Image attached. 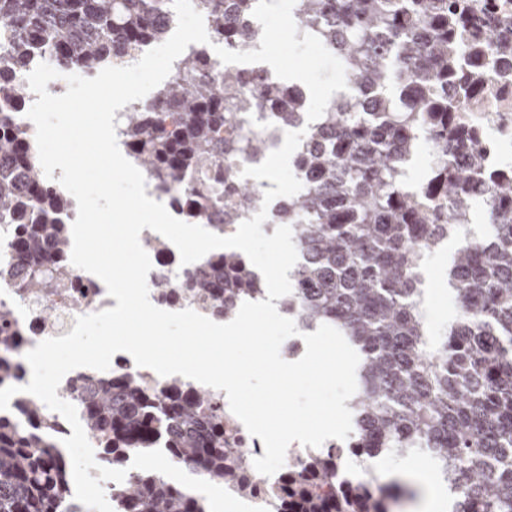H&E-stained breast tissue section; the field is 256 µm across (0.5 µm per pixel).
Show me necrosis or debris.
<instances>
[{
	"mask_svg": "<svg viewBox=\"0 0 512 512\" xmlns=\"http://www.w3.org/2000/svg\"><path fill=\"white\" fill-rule=\"evenodd\" d=\"M470 21L458 38L460 56L471 60L469 45L479 39V32H486L481 39L480 66L484 71L483 82L471 93L468 108L459 113L458 120L465 129L476 133L484 146L483 161L486 166L499 167L512 159V59H500L495 53L497 40H512V0H465ZM254 157L236 154L225 157L224 164L211 172V179L224 184L225 202H233L239 186H250L255 203H262L265 181L242 177L243 168L255 165ZM149 281L166 278L170 294L150 291L153 305L168 311L191 309L206 317L214 312L206 302L188 292V277L200 270V263L181 265L180 255L174 245H166L163 256L152 257ZM116 299L109 297L105 284L96 276L76 271L70 287L52 294L32 295L24 292L9 277L0 279V305L10 307L14 313L13 330L23 338V350L35 348L40 341L70 333L77 316L115 307ZM323 451L336 457V478L321 487L324 495L336 489L350 490L374 480L379 472L389 468L393 455L389 449L363 450L360 430H352L346 440L330 439Z\"/></svg>",
	"mask_w": 512,
	"mask_h": 512,
	"instance_id": "necrosis-or-debris-1",
	"label": "necrosis or debris"
}]
</instances>
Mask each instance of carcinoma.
I'll list each match as a JSON object with an SVG mask.
<instances>
[{"mask_svg": "<svg viewBox=\"0 0 512 512\" xmlns=\"http://www.w3.org/2000/svg\"><path fill=\"white\" fill-rule=\"evenodd\" d=\"M214 37L237 43L261 39L252 26L257 0H196ZM448 0H297L298 28L323 38L351 65L350 98L332 103L307 127L298 162L313 182L275 209L273 220L294 230L306 258L294 277L308 285L296 298L309 325L329 324L361 351L360 428L364 448L404 455L425 448L451 465L447 480L462 487L456 512H512V176L482 166L479 141L456 124L466 98H448V85L469 87L475 75L457 62L453 35L465 14ZM172 0H0V232L10 237L20 287L31 294L64 288L74 276L63 199L46 176L34 138L17 123L22 104L17 75L42 53L63 68L96 72L120 54L134 55L173 26ZM416 87L405 124L446 143L466 144L467 166L446 161L415 182L413 197L399 180L403 155L417 139L391 131L394 110L388 74ZM278 106V121L297 123L305 92L246 70L212 64L206 51L186 53L152 98L122 113L128 154L186 221L210 213L239 224L254 203L243 188L224 205L221 186L207 179L224 154L263 157L260 139L224 136L243 112ZM491 185L485 237L457 248L454 288L466 313L436 346L417 309L420 243L437 246L461 214L471 211L475 181ZM192 293L222 314L231 298L252 287L237 255L216 253L190 282ZM0 306V350L22 338L9 331ZM21 366L0 355V384L21 378ZM86 433L105 464L122 468L132 448H160L209 481L243 486L230 462L241 449L224 440V412L211 394L177 380L146 385L126 373L99 379L81 405ZM27 424L0 416V512H87L75 499L69 455L54 440L44 403L21 398ZM336 471L330 454L288 471L280 512H388L403 490L377 480L373 490L322 496ZM119 512H209L206 499L140 470L117 492Z\"/></svg>", "mask_w": 512, "mask_h": 512, "instance_id": "carcinoma-1", "label": "carcinoma"}]
</instances>
